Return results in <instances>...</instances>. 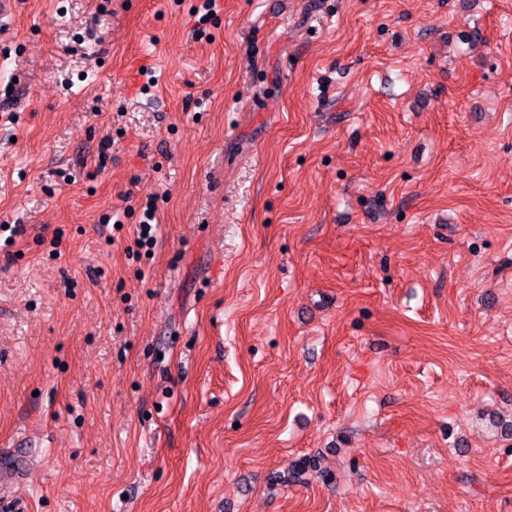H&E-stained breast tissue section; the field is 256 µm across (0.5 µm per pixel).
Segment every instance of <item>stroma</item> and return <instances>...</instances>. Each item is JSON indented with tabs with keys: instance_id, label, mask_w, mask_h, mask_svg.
Masks as SVG:
<instances>
[{
	"instance_id": "obj_1",
	"label": "stroma",
	"mask_w": 512,
	"mask_h": 512,
	"mask_svg": "<svg viewBox=\"0 0 512 512\" xmlns=\"http://www.w3.org/2000/svg\"><path fill=\"white\" fill-rule=\"evenodd\" d=\"M202 5L0 27V512H512V0Z\"/></svg>"
}]
</instances>
